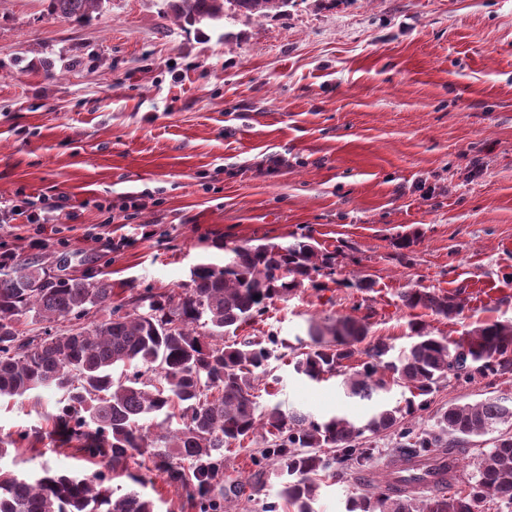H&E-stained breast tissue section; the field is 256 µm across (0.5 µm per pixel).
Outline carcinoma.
Listing matches in <instances>:
<instances>
[{
  "label": "carcinoma",
  "instance_id": "obj_1",
  "mask_svg": "<svg viewBox=\"0 0 512 512\" xmlns=\"http://www.w3.org/2000/svg\"><path fill=\"white\" fill-rule=\"evenodd\" d=\"M102 0H50L51 14L82 20ZM257 18L286 11L285 0H179L177 17L188 24L217 22L224 13ZM224 265L201 264L190 281L157 294L150 288L125 304L111 305L106 279H56L21 261L0 266V399L36 390L60 395L51 421L65 442L80 443L91 458L112 470L147 456L166 483L184 490L198 512H214L215 490L225 492L230 512L237 488L224 489V450L244 449L261 438L264 460L278 464L284 477L277 500L263 512H314L317 475L334 463L351 473L366 471L374 449L361 446L367 432H397L393 468L364 495L348 499L346 512H482L495 498L512 509V435L499 436L483 454L467 484L447 494L459 468L455 447L512 421V400L488 397L450 403L421 427L428 396L451 379L512 374V322H478L453 342L422 321L408 323L409 342L396 346L370 342L366 360L353 365L357 345L368 336L367 323L352 316H325L307 326L308 350L295 360L296 373L313 382L342 377L350 397L371 400L394 383L411 397L400 406L378 404L358 424L346 416L318 420L303 412H284L275 403L261 407L254 391L278 358L279 337L249 336L231 343L240 326L264 315L268 304L320 279L338 282L336 255L295 239L287 245L238 244L225 247ZM409 309L453 319L462 315V290L439 293L409 288L401 294ZM108 310V317L90 318ZM41 324L25 335L23 318ZM73 320L59 333L52 323ZM162 420L155 429L144 421ZM334 450V457L325 449ZM432 488L431 494L417 491ZM153 499L136 489L119 494L98 471L19 474L0 465V512H155Z\"/></svg>",
  "mask_w": 512,
  "mask_h": 512
}]
</instances>
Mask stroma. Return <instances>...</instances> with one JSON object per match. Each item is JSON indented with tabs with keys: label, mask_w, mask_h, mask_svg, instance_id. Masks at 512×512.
I'll use <instances>...</instances> for the list:
<instances>
[{
	"label": "stroma",
	"mask_w": 512,
	"mask_h": 512,
	"mask_svg": "<svg viewBox=\"0 0 512 512\" xmlns=\"http://www.w3.org/2000/svg\"><path fill=\"white\" fill-rule=\"evenodd\" d=\"M176 2L104 0L74 21L49 0H0V209L60 207L38 247L33 225L0 223L15 259L108 280L118 304L223 264L225 246L313 238L336 253L342 283L275 300L240 333L289 344L257 403L318 419L360 423L376 404L294 372L309 319L352 314L369 340L398 346L414 318L452 341L512 321V0H294L272 17L195 25ZM130 192L143 196L134 216L120 209ZM404 235L416 238L407 250L395 246ZM358 276L369 291L345 287ZM421 286L464 289L463 316L406 308L402 292ZM488 396L512 399V377L443 383L423 417ZM57 401L0 402V439L28 435L10 469L93 470L60 447L45 418ZM364 443L370 470L321 472L316 512H346L391 470L394 433ZM129 470L112 487L139 474L157 512H195L158 472ZM254 470L249 453L225 452L238 512H262L279 489L268 466L252 492Z\"/></svg>",
	"instance_id": "1"
}]
</instances>
